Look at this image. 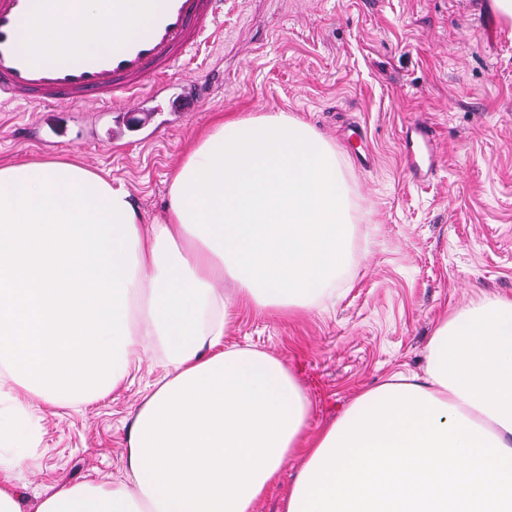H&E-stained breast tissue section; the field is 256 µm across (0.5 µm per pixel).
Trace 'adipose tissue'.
<instances>
[{
  "mask_svg": "<svg viewBox=\"0 0 512 512\" xmlns=\"http://www.w3.org/2000/svg\"><path fill=\"white\" fill-rule=\"evenodd\" d=\"M106 0L37 6L50 58L111 52ZM165 216L81 164H0V512H19L15 441L31 399L121 386L158 337L162 377L128 433L126 480L64 486L39 512H258L303 458L284 512H512V298L454 311L422 373L362 392L315 436L284 362L224 345L234 309L335 297L355 221L344 159L293 114L217 116L173 173Z\"/></svg>",
  "mask_w": 512,
  "mask_h": 512,
  "instance_id": "ef3b65f1",
  "label": "adipose tissue"
}]
</instances>
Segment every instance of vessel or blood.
<instances>
[{
	"label": "vessel or blood",
	"mask_w": 512,
	"mask_h": 512,
	"mask_svg": "<svg viewBox=\"0 0 512 512\" xmlns=\"http://www.w3.org/2000/svg\"><path fill=\"white\" fill-rule=\"evenodd\" d=\"M35 0H0V100L35 105L79 107L99 112H125L147 106L146 92L158 93L170 83L172 69L185 53L201 43L224 11V0H112V14L130 9L147 15L149 29L137 38L119 37L112 53L75 56L57 62L26 45L27 25ZM433 153L429 124L415 123L404 140L413 175L424 167L416 150Z\"/></svg>",
	"instance_id": "vessel-or-blood-1"
}]
</instances>
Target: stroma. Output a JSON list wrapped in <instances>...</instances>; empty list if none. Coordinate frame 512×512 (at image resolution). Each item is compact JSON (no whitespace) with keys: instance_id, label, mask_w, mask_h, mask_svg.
Returning a JSON list of instances; mask_svg holds the SVG:
<instances>
[{"instance_id":"obj_1","label":"stroma","mask_w":512,"mask_h":512,"mask_svg":"<svg viewBox=\"0 0 512 512\" xmlns=\"http://www.w3.org/2000/svg\"><path fill=\"white\" fill-rule=\"evenodd\" d=\"M212 98L147 125L78 112L0 106V163L78 159L124 184L145 223L163 214L173 170L217 113L285 111L335 144L355 209L344 295L288 317L239 308L225 345L287 363L311 404L309 434L395 372H422L439 320L484 297H512V25L491 0H227L222 31L171 72ZM431 125L433 174L417 182L407 128ZM363 138L344 143L350 124ZM365 153L370 165H361ZM154 342L120 389L71 402L32 400L20 512L64 485L124 479L126 438L161 376Z\"/></svg>"}]
</instances>
